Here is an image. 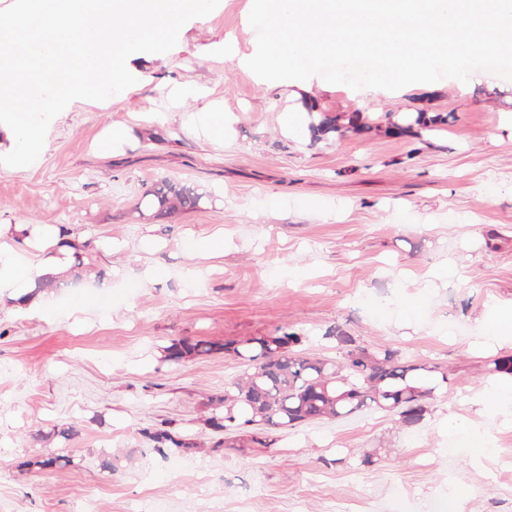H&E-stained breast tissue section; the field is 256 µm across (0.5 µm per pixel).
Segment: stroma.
Listing matches in <instances>:
<instances>
[{
    "instance_id": "1",
    "label": "stroma",
    "mask_w": 512,
    "mask_h": 512,
    "mask_svg": "<svg viewBox=\"0 0 512 512\" xmlns=\"http://www.w3.org/2000/svg\"><path fill=\"white\" fill-rule=\"evenodd\" d=\"M248 0H220L188 21L177 45L140 67L134 93L62 113L40 164L0 165V224H65L83 244V274L39 317L0 306V512H512V410L478 413L499 357L483 347L484 313L512 306V80L479 70L396 91L361 93L315 76L289 88L257 84L217 56L225 32L257 42ZM187 82L207 99L171 105ZM311 90L339 117L335 138L283 133L286 91ZM233 111L229 138L194 129L207 103ZM371 114H448L438 130L360 132ZM132 129L125 151L95 143L106 126ZM210 196L196 210L143 212L161 179ZM224 252L184 280L188 245L215 230ZM152 247H145L144 237ZM120 270L103 311L74 319ZM158 277L143 283L145 270ZM288 329L302 351L343 359L388 347L438 367L448 382L424 419L403 426L365 410L275 434L271 445L215 447L210 402L241 371L221 352L180 363L172 341L222 343ZM170 421L190 449H156L146 433ZM66 424L72 439L42 440ZM486 432L490 454L456 433ZM71 462L20 470L33 457Z\"/></svg>"
}]
</instances>
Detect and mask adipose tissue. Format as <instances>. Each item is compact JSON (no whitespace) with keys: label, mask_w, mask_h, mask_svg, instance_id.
I'll return each instance as SVG.
<instances>
[{"label":"adipose tissue","mask_w":512,"mask_h":512,"mask_svg":"<svg viewBox=\"0 0 512 512\" xmlns=\"http://www.w3.org/2000/svg\"><path fill=\"white\" fill-rule=\"evenodd\" d=\"M71 229L57 224H0V289L21 317L41 315L49 284L67 278L75 265Z\"/></svg>","instance_id":"adipose-tissue-1"}]
</instances>
